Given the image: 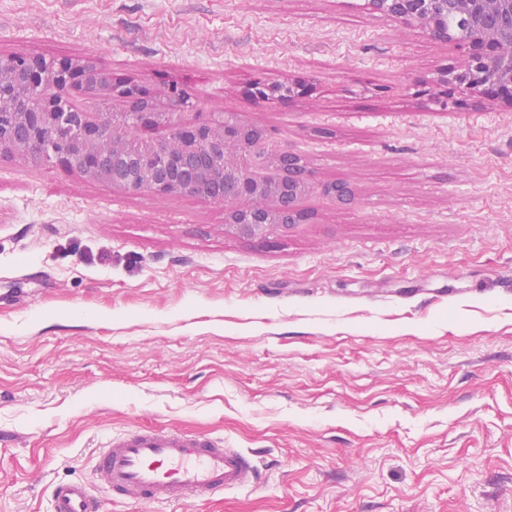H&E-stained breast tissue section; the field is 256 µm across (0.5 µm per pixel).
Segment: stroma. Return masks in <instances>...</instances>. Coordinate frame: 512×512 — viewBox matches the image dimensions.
I'll use <instances>...</instances> for the list:
<instances>
[{
  "instance_id": "obj_1",
  "label": "stroma",
  "mask_w": 512,
  "mask_h": 512,
  "mask_svg": "<svg viewBox=\"0 0 512 512\" xmlns=\"http://www.w3.org/2000/svg\"><path fill=\"white\" fill-rule=\"evenodd\" d=\"M0 53L238 113L300 154L308 220L0 159V512H512V107L449 106L461 50L364 0H0ZM300 82L289 104L249 83ZM135 427L223 438L254 484L146 506L102 492ZM52 512H98L99 501L82 483L58 486L53 493Z\"/></svg>"
}]
</instances>
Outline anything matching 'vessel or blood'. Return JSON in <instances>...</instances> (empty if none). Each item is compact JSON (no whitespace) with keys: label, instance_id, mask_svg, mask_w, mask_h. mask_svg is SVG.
<instances>
[{"label":"vessel or blood","instance_id":"b4317fda","mask_svg":"<svg viewBox=\"0 0 512 512\" xmlns=\"http://www.w3.org/2000/svg\"><path fill=\"white\" fill-rule=\"evenodd\" d=\"M254 479L242 451L168 428L129 429L110 439L98 459L100 488L152 504L221 495ZM53 512H99V501L84 484L67 483L53 493Z\"/></svg>","mask_w":512,"mask_h":512}]
</instances>
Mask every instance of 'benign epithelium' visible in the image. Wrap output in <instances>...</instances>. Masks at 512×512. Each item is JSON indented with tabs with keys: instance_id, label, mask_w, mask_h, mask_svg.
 <instances>
[{
	"instance_id": "obj_1",
	"label": "benign epithelium",
	"mask_w": 512,
	"mask_h": 512,
	"mask_svg": "<svg viewBox=\"0 0 512 512\" xmlns=\"http://www.w3.org/2000/svg\"><path fill=\"white\" fill-rule=\"evenodd\" d=\"M366 9L421 28L432 40L453 43L464 59L447 69L442 82L469 90L512 108V0H366ZM465 16L461 36L448 27V8ZM0 112L11 124L0 126V155L38 163L44 130L58 113L75 105L74 87L87 98L125 102L121 112L96 119L81 113L86 133L64 142L57 159L87 178L132 194H189L222 203L225 228L243 239L266 240L306 220L299 200L313 189L340 205L356 200L345 179L313 183L301 156L267 139L265 131L244 123L235 112L213 122L187 123L180 111L186 96L174 88L160 104L135 83H113L94 60L73 63L42 57L0 55ZM258 101L290 102L304 94L300 84L255 83L248 88ZM168 129L145 138L143 132Z\"/></svg>"
}]
</instances>
